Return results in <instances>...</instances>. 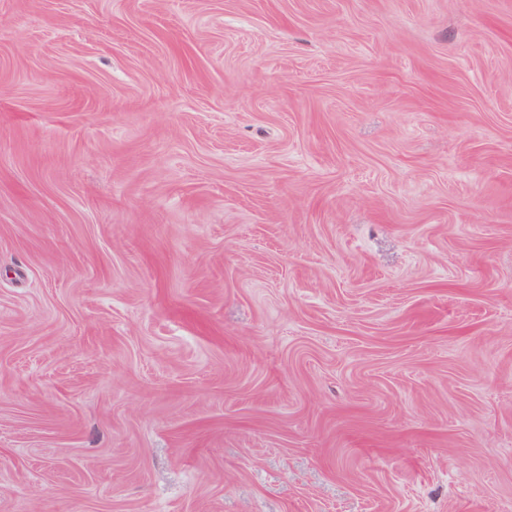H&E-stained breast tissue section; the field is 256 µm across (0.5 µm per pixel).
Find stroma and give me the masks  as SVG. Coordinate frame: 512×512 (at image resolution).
Listing matches in <instances>:
<instances>
[{"instance_id":"obj_1","label":"stroma","mask_w":512,"mask_h":512,"mask_svg":"<svg viewBox=\"0 0 512 512\" xmlns=\"http://www.w3.org/2000/svg\"><path fill=\"white\" fill-rule=\"evenodd\" d=\"M0 512H512V0H0Z\"/></svg>"}]
</instances>
